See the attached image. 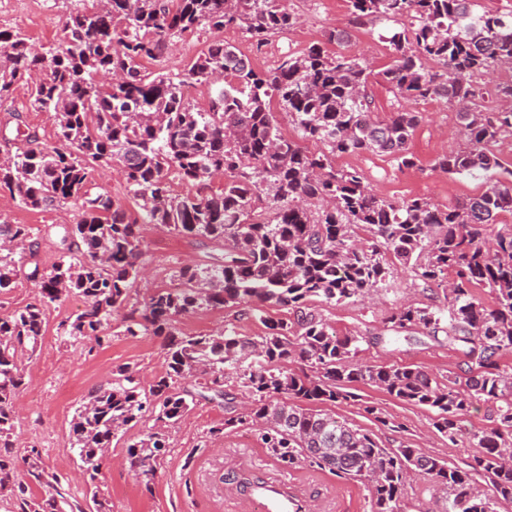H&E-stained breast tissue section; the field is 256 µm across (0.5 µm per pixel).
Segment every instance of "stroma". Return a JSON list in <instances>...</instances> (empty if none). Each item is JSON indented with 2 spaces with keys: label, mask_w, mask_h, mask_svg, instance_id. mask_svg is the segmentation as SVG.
<instances>
[{
  "label": "stroma",
  "mask_w": 512,
  "mask_h": 512,
  "mask_svg": "<svg viewBox=\"0 0 512 512\" xmlns=\"http://www.w3.org/2000/svg\"><path fill=\"white\" fill-rule=\"evenodd\" d=\"M288 6L300 15V25L286 35L271 37L266 46L255 47L242 30L233 29L232 45L252 59L256 70L275 68L289 53L324 40L330 30L350 23L347 0H288ZM70 9L69 0H0V30H22L39 47L59 46L65 41L64 26ZM385 33L381 23L353 29L345 51L367 58L372 70L378 72L392 60L383 40ZM222 38V33L198 30L171 42L163 57L148 63L146 69L184 71L199 53ZM412 108L421 114L409 141L413 167L402 168L391 156L368 152L336 156L334 166L358 170L373 194L393 202L423 198L445 209L483 193L490 183L489 176L448 175L434 168L439 155L467 145L456 107L442 99H431L415 102ZM1 128L11 137L19 131L36 132L41 143L50 148L59 144L54 113L33 110L25 85L17 86L11 99L0 103ZM79 216L75 200L52 209L30 210L18 206L9 194H0V221L30 227L37 258L45 268L62 253L59 226L75 223ZM141 237L148 276L133 284L130 301L134 304L143 303L156 290L177 287L174 273L179 268L224 257L220 244L152 224L142 225ZM405 305L443 308L447 305L446 293L440 287L424 286L411 268L396 265L386 286L365 301L336 305L318 302L314 308L338 335L363 337V361L382 366L417 365L439 381H447L450 373L462 368V356L444 340L428 337L417 327L396 337L388 318ZM82 306V301L72 295L49 309L41 347L27 362L26 384L16 399L19 419L12 445L0 447V456L18 462L30 448L39 449L46 469L60 477V490L74 512H90L92 508L88 476L71 448L70 422L76 409L92 391L111 380L119 367L137 371L146 387L167 370L164 343L156 336H126L116 330L107 347L94 351L87 343L61 337L59 323ZM179 326L193 335L230 329L242 336H256L264 331L258 320L240 315L234 308L202 309L182 318ZM188 388L194 400L183 418L169 428L170 448L150 481H142L129 471L125 455L130 440L151 430L152 416L130 424L113 440L96 482L100 495L110 500L112 512H256L254 505L236 491L234 477L243 472L288 476L298 483L317 512H369L368 491L360 482L309 467L283 471L263 447L258 427L224 428V420L233 412L222 400L211 399L205 378L189 382ZM353 390L355 399L324 404V411L372 434L382 447L417 448L452 466H465L472 454L467 430L488 425L485 404L473 403L462 417L464 434L452 443L433 428L432 411L400 402L369 385L357 383ZM369 405L378 408V415L366 413ZM213 427L218 428V435H210Z\"/></svg>",
  "instance_id": "obj_1"
}]
</instances>
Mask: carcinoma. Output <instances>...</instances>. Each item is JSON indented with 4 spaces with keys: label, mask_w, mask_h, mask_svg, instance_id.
I'll list each match as a JSON object with an SVG mask.
<instances>
[{
    "label": "carcinoma",
    "mask_w": 512,
    "mask_h": 512,
    "mask_svg": "<svg viewBox=\"0 0 512 512\" xmlns=\"http://www.w3.org/2000/svg\"><path fill=\"white\" fill-rule=\"evenodd\" d=\"M349 7L354 25L397 24L386 37L392 63L378 73L396 98L470 106L462 112L468 148L443 155L435 168L473 175L501 167L490 145L512 130V110H479L483 92L475 79L512 65V13L480 12L475 0H349ZM297 24L285 0H77L64 48L37 51L23 33L0 30V101L39 75L30 104L55 113L61 143L48 149L25 134L15 153L0 158V192L32 210L71 199L81 207L80 220L62 226L63 252L49 269L35 260L26 225L0 222V241L21 243L14 252L0 249V290L25 265L40 288L34 302L0 317V443L9 447L14 433L15 400L27 360L41 346L48 307L71 294L82 298L84 308L60 322L59 335L109 343L112 321L141 276L140 226L161 224L224 243V260L180 269L179 287L155 291L122 317L124 334L163 338L168 370L146 390L120 367L76 410L70 435L90 478L112 439L148 412L158 427L127 445L126 460L135 476L150 478L167 448L166 429L190 407L182 383L206 375L213 396L231 404L224 377L232 375L252 403L224 425H265L264 448L283 469L305 466L359 481L370 512H403L413 473L445 490V512H498L512 504V375L501 364L512 353V227L489 240L482 230L512 211V180L441 209L422 198L385 200L367 190L357 170L333 166L330 156L360 151L414 165L408 142L420 121L403 107L386 120L375 117L365 61L327 48L347 41L344 29L264 72L224 42L181 73L143 65L200 28H239L261 47ZM217 74L224 82L201 112L185 90ZM274 101L303 139L324 150L309 152L283 136ZM112 163L122 169L134 215L93 184L95 168ZM215 175L224 176L220 191H171L174 178L204 184ZM396 264L448 287L446 309L410 305L388 318L397 332L416 326L435 339L444 334L466 365L446 385L419 366L363 363L364 337L336 335L310 307L362 299L386 285ZM476 288L487 290L492 304L476 297ZM267 304L286 308L288 318L265 316ZM209 307L247 311L264 332L187 335L178 327L180 318ZM293 362L304 365L301 372L289 368ZM358 382L435 412L433 427L452 443L475 401L488 405L491 425L468 430L475 451L459 468L417 448H383L333 415L286 402L354 400L347 387ZM24 465L20 478L14 461L0 456V501L21 502V512H63L60 479L47 472L38 449ZM482 476L490 490L479 494ZM34 485L47 488L45 497H32Z\"/></svg>",
    "instance_id": "cac0c4a2"
}]
</instances>
